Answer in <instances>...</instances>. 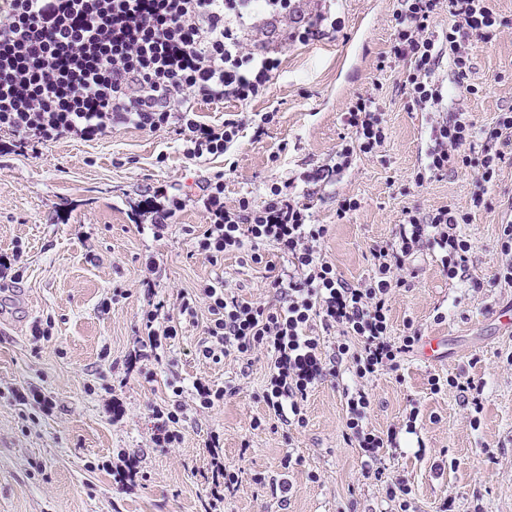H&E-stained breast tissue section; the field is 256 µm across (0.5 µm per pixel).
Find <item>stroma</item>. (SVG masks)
I'll use <instances>...</instances> for the list:
<instances>
[{
  "label": "stroma",
  "mask_w": 512,
  "mask_h": 512,
  "mask_svg": "<svg viewBox=\"0 0 512 512\" xmlns=\"http://www.w3.org/2000/svg\"><path fill=\"white\" fill-rule=\"evenodd\" d=\"M490 6L499 25L475 48L472 71L461 78L445 63L436 73L448 87L449 111L470 113L485 131L512 107V0ZM393 10V0H336L335 36L283 46L268 94L249 106L275 111L274 122L258 142L244 129L226 155L189 160L174 132L133 127L87 141L64 136L39 156L0 152V252L20 249L23 267L22 281L0 287V512H202L213 431L224 435L225 463L241 471L224 512H391L387 488L397 478L411 488L414 512H512V326L499 319L512 312V284L493 280L500 227L512 221V155L478 208L473 170L416 186L435 116L404 94L407 64L376 69L389 48ZM365 90L383 114L384 146L355 156L330 182H306L312 170L334 165L351 135L347 100ZM218 173L229 203L247 192L263 205L274 182L310 195L313 223L329 227L326 256L354 283L369 276L372 248L391 241L404 211L448 205L469 214L460 227L473 246L465 277L448 278L438 254L417 252L390 303L393 335L413 326L445 345L439 361L412 352L368 386L370 427L398 431L397 447L380 451L381 479L363 476L359 449L343 437L345 391L356 385L350 366L310 393L304 427L282 425L262 398L270 354L256 352L246 365L199 358L202 305L160 350L155 381L134 374L118 389L125 416L113 423L104 388L132 350L150 299L140 285L147 255L160 259L154 297L176 301L225 273L242 297L275 300L266 285L286 267L276 249L267 248L261 264L233 252L216 266L190 252L187 231L205 222L194 201ZM161 184L190 203L158 242L134 218L146 188ZM346 197L360 207L340 221L336 208ZM48 319L51 338L33 341L34 323ZM450 375L482 382L479 417L456 392L432 391V378ZM172 377L188 384L205 377L230 393L183 422L178 447L158 448L149 406L169 398ZM30 384L53 398L51 415L15 401L13 390ZM121 450L139 460L141 478L130 493L102 468Z\"/></svg>",
  "instance_id": "1"
}]
</instances>
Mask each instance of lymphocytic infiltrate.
I'll return each mask as SVG.
<instances>
[{
    "instance_id": "f902f5d3",
    "label": "lymphocytic infiltrate",
    "mask_w": 512,
    "mask_h": 512,
    "mask_svg": "<svg viewBox=\"0 0 512 512\" xmlns=\"http://www.w3.org/2000/svg\"><path fill=\"white\" fill-rule=\"evenodd\" d=\"M443 1L452 23L442 37L434 19ZM394 16L391 46L377 68L410 62L407 96L421 111L437 115L415 183L423 185L430 174L475 167L472 201L481 206L512 149V109L496 118L498 148L485 149L480 163H473L476 125L467 113L448 112V91L434 74L447 60L457 76H466L476 41L488 40L498 19L488 0H396ZM339 27L335 10L324 2L305 14L295 0H0V131L14 136L15 147L37 154L64 135L92 140L127 126L148 133L171 129L187 159L223 155L246 120L239 115L216 127L206 124L195 112L196 101L249 105L267 95L279 70L272 37L306 44ZM345 115L350 142L337 151L333 167L315 169L307 181L328 180L351 166L354 153L372 154L384 145V119L371 94L350 97ZM200 202L207 224L191 234L193 253L215 264L226 253L246 250L258 263L264 247L277 248L288 263L287 277L269 283L278 302L236 296L223 277L198 297L181 296L176 309L158 301L141 313L146 333L136 337L126 372L157 358L178 335L180 318L195 316L202 303L209 314L202 358L217 364L227 357L248 359L260 349L272 352L263 400L280 423L302 427L303 402L336 373L319 337L307 332L311 321L320 320L337 335V360L355 365L359 387L347 398L345 426L363 452V474H371L378 450L396 446L397 436L369 427L365 387L394 369L421 337L416 329L391 334L390 301L402 285L397 272L425 248L439 252L449 277L465 270L472 244L457 233L455 213L447 206L426 214L404 212L392 241L373 248L371 275L352 284L323 251L326 226L312 223L309 203L279 184L269 185L262 206L246 195L228 203L219 173L205 183ZM166 386L174 399L152 404V441L173 448L182 441L179 424L187 408L209 412L223 403L225 389L202 378L188 390L173 379ZM205 446L210 490L204 512H224V493L237 485L238 474L219 455L224 446L219 433H211Z\"/></svg>"
}]
</instances>
